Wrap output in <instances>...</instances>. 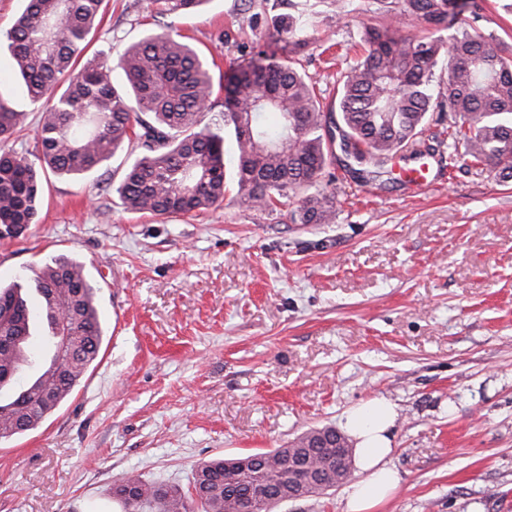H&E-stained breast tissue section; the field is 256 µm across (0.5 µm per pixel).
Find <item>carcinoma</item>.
<instances>
[{
    "label": "carcinoma",
    "mask_w": 512,
    "mask_h": 512,
    "mask_svg": "<svg viewBox=\"0 0 512 512\" xmlns=\"http://www.w3.org/2000/svg\"><path fill=\"white\" fill-rule=\"evenodd\" d=\"M208 0H151L162 18L187 16ZM456 0H358L355 9L382 17L360 34L361 52L337 79L336 96L320 100L316 80L293 59L305 46L294 17L274 21L266 63L237 65L219 119L211 110L213 77L206 58L173 34L170 23L127 47L116 60L83 61L88 36L101 23L103 0H28L4 34L12 72L29 103L47 100L37 129L36 153L11 143L27 112L0 94V240L16 239L35 222L41 202L39 170L82 179L109 167L134 134L140 152L124 159L109 184L120 208L155 216L206 211L224 202V141L235 146L239 203L273 212L288 199L294 224H334L335 197L319 188L326 169L342 167L363 183L383 180L388 162L408 151L426 156L434 138L464 147L475 168L512 180V48L477 26L451 29ZM123 74L122 87L112 72ZM444 85L446 92L437 90ZM36 297L37 307L29 298ZM53 338L51 365L17 386L35 321ZM104 340L98 288L80 261L57 256L8 283H0V442L37 428L80 385ZM345 439L336 428L297 437L313 466L351 464L347 449L317 448L320 437ZM288 449L216 457L192 472L190 494L120 478L112 498L120 512H240L255 483L268 497L255 512H271L283 483L273 459Z\"/></svg>",
    "instance_id": "obj_1"
}]
</instances>
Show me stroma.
<instances>
[{"instance_id": "obj_1", "label": "stroma", "mask_w": 512, "mask_h": 512, "mask_svg": "<svg viewBox=\"0 0 512 512\" xmlns=\"http://www.w3.org/2000/svg\"><path fill=\"white\" fill-rule=\"evenodd\" d=\"M298 62L323 101L353 59L370 15L308 0ZM149 0H105L88 55L116 58L147 28ZM250 13L252 23L242 20ZM288 0H207L174 28L212 60L214 112L230 62L264 49ZM512 46V0L469 6ZM0 94L38 111L0 54ZM422 191L323 179L332 224H294L241 207L236 190L193 216L130 214L112 204L117 167L73 180L44 172L38 220L0 240V281L67 255L101 287L99 358L36 429L0 444V512H117L128 473L189 490L194 466L287 447L339 426L375 397L397 411L390 463L399 488L376 512H502L512 502V181L437 147Z\"/></svg>"}]
</instances>
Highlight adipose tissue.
I'll list each match as a JSON object with an SVG mask.
<instances>
[{"label": "adipose tissue", "instance_id": "ef3b65f1", "mask_svg": "<svg viewBox=\"0 0 512 512\" xmlns=\"http://www.w3.org/2000/svg\"><path fill=\"white\" fill-rule=\"evenodd\" d=\"M396 417L395 404L383 397L345 411L341 424L354 443L360 472L347 489L346 512H373L397 491L399 477L390 465Z\"/></svg>", "mask_w": 512, "mask_h": 512}]
</instances>
